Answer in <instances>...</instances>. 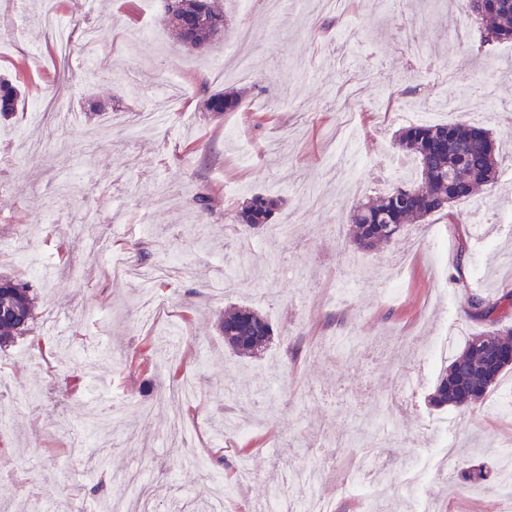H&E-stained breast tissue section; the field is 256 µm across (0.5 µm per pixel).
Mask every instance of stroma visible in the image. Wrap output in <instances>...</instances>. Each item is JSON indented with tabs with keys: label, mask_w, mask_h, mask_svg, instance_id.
Here are the masks:
<instances>
[{
	"label": "stroma",
	"mask_w": 512,
	"mask_h": 512,
	"mask_svg": "<svg viewBox=\"0 0 512 512\" xmlns=\"http://www.w3.org/2000/svg\"><path fill=\"white\" fill-rule=\"evenodd\" d=\"M68 43L41 18L38 4L19 12L0 0V71L30 82L28 107L0 125V274L29 279L37 294L30 333L0 348V383L18 394L10 427L0 431V512H209L206 472L161 435L178 421L195 430V450L254 474L226 512H253L269 484L312 463L326 471L319 493L332 512H362L346 490L361 461L363 424L381 423L378 465L389 490L371 512H405L402 466L424 469L434 512H512L498 479L459 482L461 466L493 474L512 453V414L495 401L464 412L435 409L427 398L438 375L422 356L442 333L483 330L467 318L464 292L495 298L512 291V44L480 52L473 23L454 0H372L334 15L332 32L316 0H282L278 15L261 5L243 12L224 0V39L198 51L176 44L161 0H53ZM149 38L130 49L140 28ZM237 45L251 67L237 74L224 52ZM503 71L489 101V128L502 155L497 186L480 191L482 226L452 224L446 213L410 224L388 247L354 251L346 232L358 199L390 191L387 154L405 119L373 107L402 99L432 122L461 83ZM166 85L178 111L134 144L101 136L132 123L147 104L131 89ZM241 98L217 115L203 108L213 92ZM358 130L353 153L334 150L345 119ZM23 138H15V131ZM336 161L359 184L329 183ZM208 192L210 210L195 197ZM254 193L281 198L273 221L287 225L278 264L274 244L235 220ZM467 241L466 263L457 260ZM246 244L253 261L232 256ZM220 256L199 262L200 245ZM54 264L44 280L15 265L18 249ZM447 258H440V250ZM164 272L149 282L114 276L121 258ZM464 272L465 288L449 285ZM350 289L342 307L325 291ZM253 305L273 325L256 358L224 347L217 319L225 307ZM357 336L373 358H347L343 335ZM168 360L145 377L132 355L150 345ZM192 378V396L165 401L162 389Z\"/></svg>",
	"instance_id": "1"
}]
</instances>
